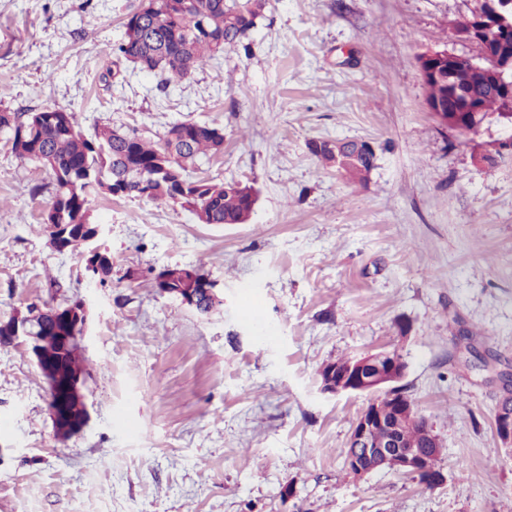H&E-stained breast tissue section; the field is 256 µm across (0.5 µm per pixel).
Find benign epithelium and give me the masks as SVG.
Segmentation results:
<instances>
[{"label": "benign epithelium", "mask_w": 512, "mask_h": 512, "mask_svg": "<svg viewBox=\"0 0 512 512\" xmlns=\"http://www.w3.org/2000/svg\"><path fill=\"white\" fill-rule=\"evenodd\" d=\"M492 33L498 40L512 34V23L492 0H485L483 7L474 12L468 27L453 28L458 40L474 45L483 43ZM419 65L424 74L438 81H446L451 73L461 70L481 71L498 90L501 100L508 106L512 105V58L484 52L468 56L447 50H429L421 54ZM429 110L441 125L459 134H467L457 126L456 115L450 110L438 104L429 106ZM48 312L76 320L75 335L61 337L59 348L66 351L73 361L81 358L82 341L87 329L85 308L82 306L64 310L51 305L37 306L27 317H18L5 327L6 340L31 350L48 387V411L55 435L65 439L78 431L70 408L85 405L82 393L84 371L75 366L67 379L59 376L53 366L52 353L43 347L40 337L33 331L34 321ZM406 372L407 364L397 351H380L336 363L321 379V389L325 393L357 392L371 395L348 441V446L355 448V454L348 460V471L355 477L387 469L402 474H424L433 485L442 481L443 475L430 474L427 454L405 436L406 427L414 423L424 435L432 438L435 454L442 453L443 445L432 425L415 412L409 397L399 386ZM495 425L500 437L511 443L512 412H497Z\"/></svg>", "instance_id": "7a95c632"}]
</instances>
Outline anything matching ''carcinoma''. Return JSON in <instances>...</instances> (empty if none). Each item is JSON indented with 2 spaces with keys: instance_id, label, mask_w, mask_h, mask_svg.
Here are the masks:
<instances>
[{
  "instance_id": "obj_1",
  "label": "carcinoma",
  "mask_w": 512,
  "mask_h": 512,
  "mask_svg": "<svg viewBox=\"0 0 512 512\" xmlns=\"http://www.w3.org/2000/svg\"><path fill=\"white\" fill-rule=\"evenodd\" d=\"M265 7L266 0H141L126 16L124 39L113 53L157 75L164 87L181 83L247 39ZM423 84L429 104L454 103L449 90L456 89L482 105L479 120L512 124V111H506L495 91L475 72L454 73L448 85L425 76ZM0 131L9 134L17 158L39 163L51 176L55 197L41 217L50 245H55L54 237H61L64 250L81 255L88 276L101 283L112 274V258L95 245L92 194L125 198V187L137 186L138 199L178 204L199 223L218 225L247 223L257 202L256 192L247 184L237 189L231 182L191 176L190 168L197 161L224 151L223 130L212 124L174 123L156 141L133 132L118 136L111 127H101L88 138L79 130L74 113L43 108L1 111ZM314 156L361 180L374 166L372 157L362 160L347 155L338 160L330 150ZM157 277L160 288L177 299L184 297L183 289H194L203 314L216 303V295L203 288L206 277L193 267H166ZM67 332V323L51 315L40 327L52 351L58 337Z\"/></svg>"
}]
</instances>
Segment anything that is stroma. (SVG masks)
<instances>
[{"label": "stroma", "mask_w": 512, "mask_h": 512, "mask_svg": "<svg viewBox=\"0 0 512 512\" xmlns=\"http://www.w3.org/2000/svg\"><path fill=\"white\" fill-rule=\"evenodd\" d=\"M140 0H0V110L75 112L156 138L224 130L199 178L258 192L245 224L178 205L93 196L90 280L41 230L55 190L0 133V318L80 299L90 414L54 434L27 347L0 348V512H512V445L494 426L512 372V126L473 139L427 108L418 57L476 54L450 23L473 0H267L244 46L182 83L113 48ZM363 140L365 181L312 155ZM192 266L215 282L200 314L153 277ZM397 350L402 382L444 448L441 484L350 475L344 450L367 402L322 391L340 357Z\"/></svg>", "instance_id": "stroma-1"}]
</instances>
